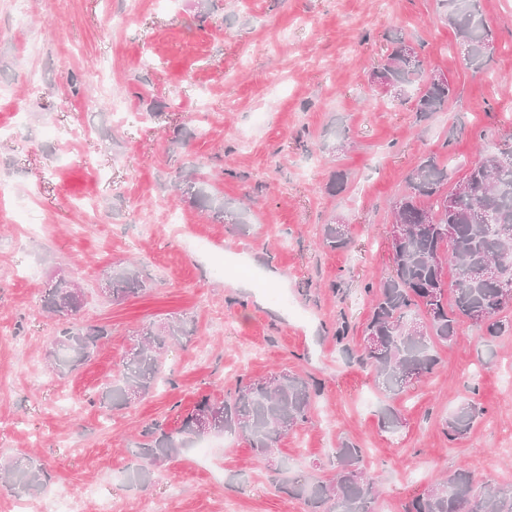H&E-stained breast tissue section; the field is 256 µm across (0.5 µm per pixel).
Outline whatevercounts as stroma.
I'll use <instances>...</instances> for the list:
<instances>
[{"label": "stroma", "mask_w": 512, "mask_h": 512, "mask_svg": "<svg viewBox=\"0 0 512 512\" xmlns=\"http://www.w3.org/2000/svg\"><path fill=\"white\" fill-rule=\"evenodd\" d=\"M479 4L494 49L476 74L438 0H138L134 12L128 0H28L22 16L0 0V127L12 129L0 136V464L33 458L47 470L31 512H49L61 491L98 512L86 494L96 486L112 512H311L278 489L277 471L331 482L345 441L365 450L374 512H405L460 468L476 485L512 486V331L484 336L460 319L454 342H435L431 372L393 399L356 361L366 288L390 269L391 206L409 173L434 156L453 184L480 141L512 142V0ZM397 37L422 46L454 88L428 119L371 92ZM193 168L248 206L249 234L176 190ZM339 172L346 185L330 192ZM18 195L39 233L16 223ZM334 222L348 239L336 250L322 242ZM220 259L257 280L215 275ZM129 261L150 288L111 301L105 272ZM61 278L85 293L79 323L110 330L62 378L48 359L58 320L42 311ZM274 288L289 307L272 303ZM172 319L189 334L166 353L163 383L107 414L93 405L142 328ZM283 371L319 391L268 460L228 435L208 460L189 449L151 486L129 483L152 423L175 427L202 396L220 401L239 378ZM468 402L481 414L449 442L444 421ZM387 405L400 414L393 429Z\"/></svg>", "instance_id": "1"}]
</instances>
